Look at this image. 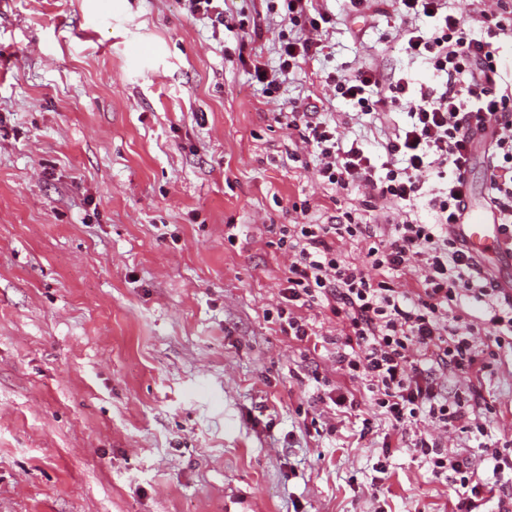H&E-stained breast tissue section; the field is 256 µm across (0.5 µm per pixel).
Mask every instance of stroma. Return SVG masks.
I'll list each match as a JSON object with an SVG mask.
<instances>
[{
	"label": "stroma",
	"instance_id": "1",
	"mask_svg": "<svg viewBox=\"0 0 512 512\" xmlns=\"http://www.w3.org/2000/svg\"><path fill=\"white\" fill-rule=\"evenodd\" d=\"M324 7L331 49L270 92L260 0H224L219 28L181 0H0V512H224L228 487L261 512H451L337 372L330 311L302 309L307 342L265 316L280 226L361 200L317 181L286 113L378 158L405 111L359 115L327 78L438 83L395 16L355 38L346 0ZM482 392L490 437L512 432V354Z\"/></svg>",
	"mask_w": 512,
	"mask_h": 512
}]
</instances>
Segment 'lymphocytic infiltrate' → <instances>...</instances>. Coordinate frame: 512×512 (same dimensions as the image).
Here are the masks:
<instances>
[{"label":"lymphocytic infiltrate","instance_id":"obj_1","mask_svg":"<svg viewBox=\"0 0 512 512\" xmlns=\"http://www.w3.org/2000/svg\"><path fill=\"white\" fill-rule=\"evenodd\" d=\"M282 2L278 8L268 0L267 12L302 33L280 35L276 72L254 63L255 81L270 89L324 51L323 26L330 21L319 0ZM349 6L354 13H395L407 54L443 76L441 87L418 86L405 76L388 83L373 68L335 82L362 114L407 109V122L383 142L379 165L362 141L347 139L314 113H292L288 127L313 149L321 184L357 189L368 211L426 193L434 221L407 217L381 226L349 215L339 224L282 225L288 274L275 320L302 342L314 334L302 308H327L339 326L325 339L337 371L364 385L376 413L406 439L432 478L452 488L455 512H481L491 498L496 512H512V449L494 441L473 457L443 441L458 431L484 436L480 417L492 407L476 380L501 351L512 350V294L454 232L467 206L462 171L481 145L490 157L487 204L497 223L512 227V83L503 82L498 64V43L512 38V18L505 0H470L464 13L450 0H349ZM476 24L485 37L472 36ZM346 239L366 243L363 259L349 260L340 250ZM413 270L416 287L395 286V273ZM471 298L485 304L472 323L461 313ZM482 460L492 464L494 482L484 478Z\"/></svg>","mask_w":512,"mask_h":512}]
</instances>
